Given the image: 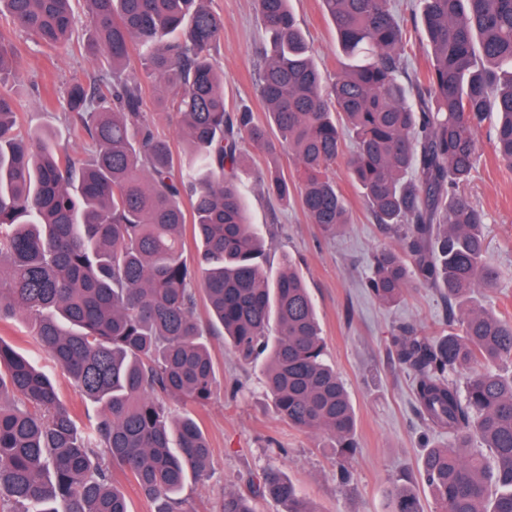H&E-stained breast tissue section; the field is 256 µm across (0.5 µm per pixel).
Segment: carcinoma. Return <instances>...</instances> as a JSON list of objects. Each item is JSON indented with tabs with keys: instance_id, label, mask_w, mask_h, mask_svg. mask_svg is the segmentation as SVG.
<instances>
[{
	"instance_id": "carcinoma-1",
	"label": "carcinoma",
	"mask_w": 512,
	"mask_h": 512,
	"mask_svg": "<svg viewBox=\"0 0 512 512\" xmlns=\"http://www.w3.org/2000/svg\"><path fill=\"white\" fill-rule=\"evenodd\" d=\"M97 72L64 94L73 138L95 151H57L53 132L24 129V104L0 86V322L19 318L38 346L95 406L81 418L51 380L0 336V504L7 512H129L120 473L157 504L182 512L188 477L205 476L210 443L190 415L216 387L204 336L262 368L276 414L324 434L346 461L357 451L345 383L325 359L313 300L285 258L265 268L264 239L247 222L236 176L242 146L286 150L297 178L260 177L281 205L293 195L310 222L346 224L329 175L352 137L350 173L398 245L379 252L368 286L382 303L417 281L463 308L439 339L402 327L393 336L411 375L417 414L452 442L428 449L418 471L438 512H512V318L472 300L491 288L485 213L464 194L492 123L495 155L512 168V0H421L425 72L408 73L411 35L395 0H321L346 59L325 75L289 0H253L268 35L257 50L264 118L224 104L212 50L224 19L207 0H83ZM73 0H0V74L17 56L13 33L67 48ZM137 51V64L131 51ZM180 115L187 165L146 112V84ZM190 209H185L184 200ZM191 224L198 267L182 230ZM209 325L195 315L197 296ZM491 452L484 461L481 449ZM256 498L315 512L280 470ZM221 512H256L224 493Z\"/></svg>"
}]
</instances>
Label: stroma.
<instances>
[{"instance_id":"35a3bbf8","label":"stroma","mask_w":512,"mask_h":512,"mask_svg":"<svg viewBox=\"0 0 512 512\" xmlns=\"http://www.w3.org/2000/svg\"><path fill=\"white\" fill-rule=\"evenodd\" d=\"M223 16L224 34L212 55L224 72V98L229 108L249 106L262 114L255 93V50L262 30L252 0H208ZM296 22L313 49L319 68L334 74L342 56L330 19L320 0H292ZM14 76L6 85L25 103L28 128L66 129L61 100L68 83L85 79L95 66L83 43L61 52L42 49L18 35ZM480 163L464 192L486 214L488 257L499 273L494 289H482L474 299L488 311L512 317V169L502 165L488 130L478 135ZM275 166L285 175L295 173L288 154L270 158L247 149L243 181L248 220L259 227L277 226L278 236L265 244L266 265L278 272L290 259L303 276L316 304L326 357L343 379L355 412L358 448L346 463L348 482H340L339 466L330 439L288 426L276 415L264 388L260 367L240 363L224 345L223 336L210 337L218 386L203 406L188 412L201 424L211 444L205 480L188 482L183 496L193 512H219L225 491H247L248 483L269 467L285 473L315 512H391L389 494L405 489L421 512L437 505L421 482L416 465L426 449L447 446V432L429 428L417 415L412 378L397 360L392 336L399 327L425 329L432 337L453 326L450 305L435 289L414 285L400 302L376 300L365 281L372 256L393 246L385 225L376 223L364 195L351 178L345 159H338L329 175L344 197L348 222L336 234H323L311 224L298 201L280 206L263 191L258 174ZM0 337L15 344L53 378L60 397L78 412L89 404L31 337L20 320L0 324ZM277 438L287 455L275 454L269 438Z\"/></svg>"}]
</instances>
